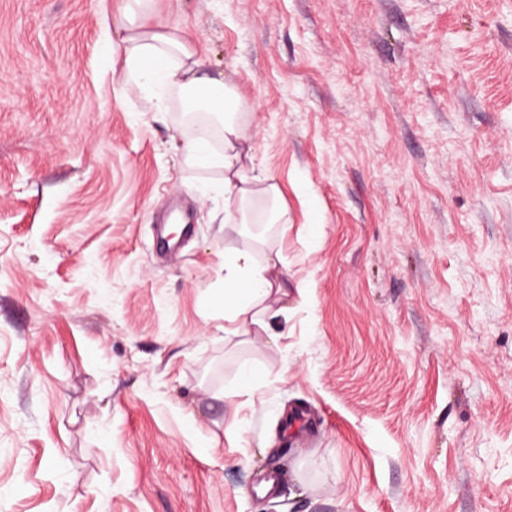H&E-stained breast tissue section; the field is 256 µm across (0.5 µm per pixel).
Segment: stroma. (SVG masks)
Segmentation results:
<instances>
[{"label": "stroma", "instance_id": "stroma-1", "mask_svg": "<svg viewBox=\"0 0 512 512\" xmlns=\"http://www.w3.org/2000/svg\"><path fill=\"white\" fill-rule=\"evenodd\" d=\"M125 6L0 0V512H512V0H159L261 241L114 79ZM228 246L280 250L273 336L225 340Z\"/></svg>", "mask_w": 512, "mask_h": 512}]
</instances>
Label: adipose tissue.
Returning <instances> with one entry per match:
<instances>
[{
  "mask_svg": "<svg viewBox=\"0 0 512 512\" xmlns=\"http://www.w3.org/2000/svg\"><path fill=\"white\" fill-rule=\"evenodd\" d=\"M158 0H128L130 16L120 37L111 45L112 61L119 64L129 87L146 84L156 89L157 110H164L171 93L189 95L207 92L201 111L217 116L223 123L224 147L214 150L202 138L187 141L189 160L222 169L225 206L236 209L237 222H245V206L257 194L272 201L267 221L279 223V186L264 174H253L252 146L234 120L238 97L223 80L202 75V60L186 32L170 25L157 8ZM279 255L256 259L249 250L224 252V292L213 304L224 314V337L233 339L251 331H269L270 322L288 315V287L278 277Z\"/></svg>",
  "mask_w": 512,
  "mask_h": 512,
  "instance_id": "1",
  "label": "adipose tissue"
}]
</instances>
